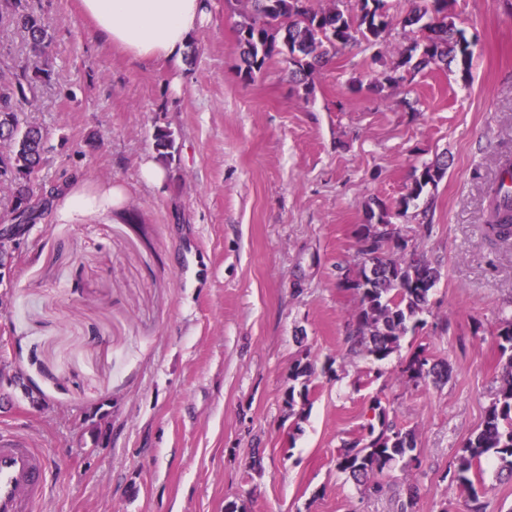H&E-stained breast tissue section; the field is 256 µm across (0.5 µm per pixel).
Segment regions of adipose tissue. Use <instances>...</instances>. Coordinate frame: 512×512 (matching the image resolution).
<instances>
[{
  "mask_svg": "<svg viewBox=\"0 0 512 512\" xmlns=\"http://www.w3.org/2000/svg\"><path fill=\"white\" fill-rule=\"evenodd\" d=\"M204 6V0H80L94 37L136 60H182L204 19ZM122 200V189L110 184L72 191L60 198L55 216L101 215Z\"/></svg>",
  "mask_w": 512,
  "mask_h": 512,
  "instance_id": "obj_1",
  "label": "adipose tissue"
}]
</instances>
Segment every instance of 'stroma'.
<instances>
[{
  "label": "stroma",
  "mask_w": 512,
  "mask_h": 512,
  "mask_svg": "<svg viewBox=\"0 0 512 512\" xmlns=\"http://www.w3.org/2000/svg\"><path fill=\"white\" fill-rule=\"evenodd\" d=\"M23 7L51 46L34 54L1 21L0 74L34 79L20 117L47 133L32 183L45 207L0 275V362L44 403L1 387L0 426L46 451L40 512H467L447 472L500 383L512 299V251L482 232L512 162V13L450 0L469 64L356 94L408 48L402 30L376 61L337 50L304 90L280 57L240 78L237 0H209L178 64L94 40L80 0ZM443 154L430 226L404 225L441 270L426 325L386 360L347 354L364 204L397 203L413 169ZM148 160L162 186L143 181ZM100 183L123 189V215L54 218L60 192ZM419 346L447 362V384L399 381ZM304 356L317 374L296 426L284 391ZM378 403L415 432L422 465L397 466L373 495L336 455ZM95 409L112 420L99 440L84 423Z\"/></svg>",
  "instance_id": "1"
}]
</instances>
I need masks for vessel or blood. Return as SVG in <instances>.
<instances>
[{
	"mask_svg": "<svg viewBox=\"0 0 512 512\" xmlns=\"http://www.w3.org/2000/svg\"><path fill=\"white\" fill-rule=\"evenodd\" d=\"M46 455L30 439L0 433V512H36L45 494Z\"/></svg>",
	"mask_w": 512,
	"mask_h": 512,
	"instance_id": "obj_1",
	"label": "vessel or blood"
}]
</instances>
